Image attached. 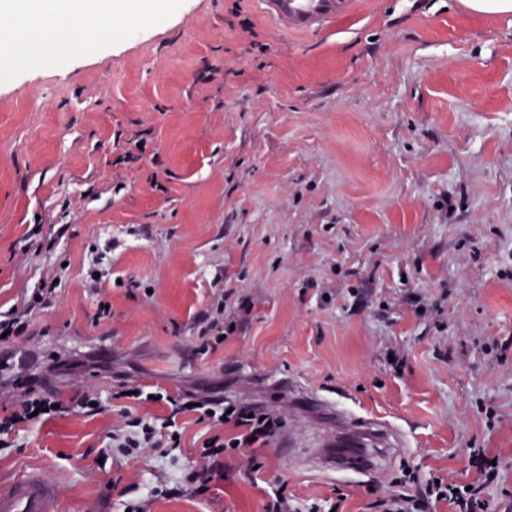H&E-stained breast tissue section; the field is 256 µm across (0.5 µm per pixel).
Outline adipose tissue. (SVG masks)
<instances>
[{
    "label": "adipose tissue",
    "mask_w": 512,
    "mask_h": 512,
    "mask_svg": "<svg viewBox=\"0 0 512 512\" xmlns=\"http://www.w3.org/2000/svg\"><path fill=\"white\" fill-rule=\"evenodd\" d=\"M0 7L21 18L40 14L44 24L41 36L52 39L58 37L63 21L82 20L89 11L98 19L111 15L112 0H0Z\"/></svg>",
    "instance_id": "obj_1"
}]
</instances>
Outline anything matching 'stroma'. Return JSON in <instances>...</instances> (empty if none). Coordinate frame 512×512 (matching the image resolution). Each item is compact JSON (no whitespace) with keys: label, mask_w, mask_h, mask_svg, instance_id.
<instances>
[{"label":"stroma","mask_w":512,"mask_h":512,"mask_svg":"<svg viewBox=\"0 0 512 512\" xmlns=\"http://www.w3.org/2000/svg\"><path fill=\"white\" fill-rule=\"evenodd\" d=\"M120 21L131 30L111 44L94 24L40 66L12 61L13 31L37 15L0 17V312L60 273L16 341L60 398L109 394L116 375L235 396L279 410L302 445L274 437L249 451L258 470L227 457L208 494L179 493L209 424L181 418L176 463L127 459L108 448L114 405L27 426L0 450V484L41 468L60 512H123L153 487L149 512H262L277 488L373 512L407 467L478 481L482 448L498 469L487 495L512 512V12L360 0L300 37L255 0H141ZM136 136L145 150L126 159ZM219 291L235 329L203 354ZM336 400L402 434L384 469L318 465L314 440L336 431L321 404Z\"/></svg>","instance_id":"stroma-1"}]
</instances>
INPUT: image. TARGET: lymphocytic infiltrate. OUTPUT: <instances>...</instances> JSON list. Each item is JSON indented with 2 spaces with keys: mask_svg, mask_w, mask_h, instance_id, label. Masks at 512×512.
Masks as SVG:
<instances>
[{
  "mask_svg": "<svg viewBox=\"0 0 512 512\" xmlns=\"http://www.w3.org/2000/svg\"><path fill=\"white\" fill-rule=\"evenodd\" d=\"M60 285L61 278L56 275L41 279L36 288L26 290L19 304L0 315V334L6 332L16 337L24 333L32 316L53 301ZM6 368V363L1 361L0 372L5 373L6 378L0 383V389L11 395L13 403L8 414L0 415L1 448L12 447L17 434L31 420L44 422L69 411L62 400L39 390L38 379L7 374ZM154 395L171 408L161 423L137 412L138 406L149 403ZM114 397L123 403L126 422L123 429L111 434L110 445L124 456H135L144 449L157 448L162 457H170L172 451L181 446L176 419L184 414H195L199 420L216 427V434L207 437L197 449L193 468L185 477L191 492L197 495L209 492L221 458L235 457L255 444L267 443L283 425L282 418L274 412H253L240 401L199 393L175 398L161 388L151 394L139 384L126 383ZM227 424L235 428L234 433L228 436L220 431L221 426ZM473 462L482 480L468 490L457 488L455 483L444 478L424 480L415 471L404 470L395 481L396 493L378 501V512H425L433 501L450 502L457 512H493V505L485 497L484 489L496 480V465L480 450L475 451Z\"/></svg>",
  "mask_w": 512,
  "mask_h": 512,
  "instance_id": "lymphocytic-infiltrate-1",
  "label": "lymphocytic infiltrate"
}]
</instances>
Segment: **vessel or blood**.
Returning a JSON list of instances; mask_svg holds the SVG:
<instances>
[{
    "label": "vessel or blood",
    "mask_w": 512,
    "mask_h": 512,
    "mask_svg": "<svg viewBox=\"0 0 512 512\" xmlns=\"http://www.w3.org/2000/svg\"><path fill=\"white\" fill-rule=\"evenodd\" d=\"M260 15L278 30L289 34H310L326 30L337 20L354 16L358 0H257ZM336 420L335 439L321 442L326 452L323 464L334 463L329 447H360L350 463L359 474L384 466L388 451L402 445L399 432L376 417L358 416L344 404L331 408ZM62 486L43 470L27 468L16 473L0 489V512H60Z\"/></svg>",
    "instance_id": "1"
}]
</instances>
